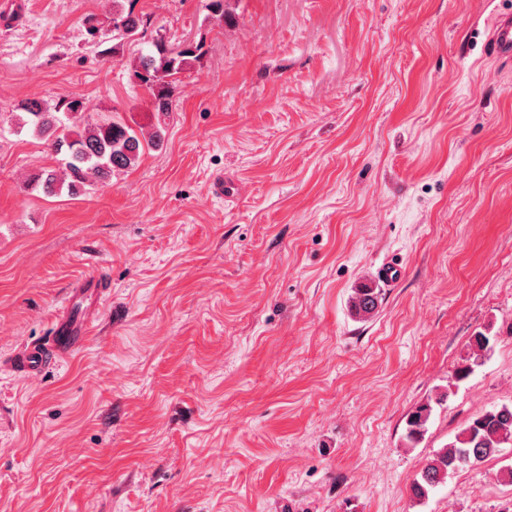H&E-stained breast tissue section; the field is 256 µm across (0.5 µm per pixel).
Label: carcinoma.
<instances>
[{
	"mask_svg": "<svg viewBox=\"0 0 512 512\" xmlns=\"http://www.w3.org/2000/svg\"><path fill=\"white\" fill-rule=\"evenodd\" d=\"M209 11L218 21L231 25L235 18L231 0H209ZM113 14L126 20V34L113 32L118 43L131 41L146 25L144 17L134 8L123 7L121 0H113ZM152 49L135 58L134 78L146 87L153 98L154 111L163 115L171 111L172 78L191 68L201 56V44L173 47L162 38L151 42ZM83 101L76 97L63 98L50 107L39 99H26L18 106V123L30 126L39 136L51 140L54 152L64 157L65 177L53 170H44L33 177L32 186L42 187L53 194L63 189L69 195H79L95 180L133 168L141 157L143 143L157 145L165 138L166 130L157 125L142 141L139 134L120 119L89 122L83 115ZM381 304L379 289L363 284L353 290L349 300L350 311L359 320L374 316ZM490 338L482 331L470 339L471 353L457 368L455 379L461 382L469 377L474 367L482 364ZM447 393L427 397L409 413L406 419V440L411 444L422 441L434 406L442 404ZM512 446V403L494 406L471 417L454 441L435 452L422 467L410 486L414 499L423 501L448 476L456 471L479 465L496 456L501 448Z\"/></svg>",
	"mask_w": 512,
	"mask_h": 512,
	"instance_id": "obj_1",
	"label": "carcinoma"
}]
</instances>
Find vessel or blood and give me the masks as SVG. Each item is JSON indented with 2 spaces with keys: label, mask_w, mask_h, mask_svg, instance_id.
Listing matches in <instances>:
<instances>
[{
  "label": "vessel or blood",
  "mask_w": 512,
  "mask_h": 512,
  "mask_svg": "<svg viewBox=\"0 0 512 512\" xmlns=\"http://www.w3.org/2000/svg\"><path fill=\"white\" fill-rule=\"evenodd\" d=\"M485 50L503 64L512 63V13L498 15L492 20ZM107 287V282L99 277L80 281L71 289L57 313L48 341L30 344L17 351L9 362L11 370L21 378L34 377L79 350L89 338Z\"/></svg>",
  "instance_id": "1"
}]
</instances>
